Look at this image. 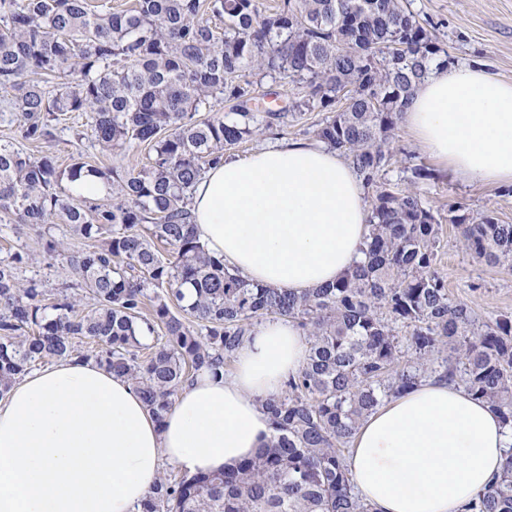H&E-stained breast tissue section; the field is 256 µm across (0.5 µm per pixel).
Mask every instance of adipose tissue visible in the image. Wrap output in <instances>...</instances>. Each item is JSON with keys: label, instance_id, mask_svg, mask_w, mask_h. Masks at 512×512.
<instances>
[{"label": "adipose tissue", "instance_id": "ef3b65f1", "mask_svg": "<svg viewBox=\"0 0 512 512\" xmlns=\"http://www.w3.org/2000/svg\"><path fill=\"white\" fill-rule=\"evenodd\" d=\"M403 122L442 166L512 184V84L472 67L438 69ZM195 231L242 278L302 293L360 260L368 203L352 164L311 143L226 158L196 185ZM302 329L256 325L232 377L200 371L163 419L94 361L66 359L0 399V512H141L162 464L195 475L255 456L272 428L259 406L305 363ZM512 436L483 402L432 380L364 419L349 470L376 512H462L503 466Z\"/></svg>", "mask_w": 512, "mask_h": 512}]
</instances>
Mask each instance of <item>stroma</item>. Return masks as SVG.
I'll use <instances>...</instances> for the list:
<instances>
[{
    "instance_id": "obj_1",
    "label": "stroma",
    "mask_w": 512,
    "mask_h": 512,
    "mask_svg": "<svg viewBox=\"0 0 512 512\" xmlns=\"http://www.w3.org/2000/svg\"><path fill=\"white\" fill-rule=\"evenodd\" d=\"M411 8L421 22L448 52L449 66H478L489 74L512 82V0H412ZM324 115L304 111L273 125L250 140L228 150V157L243 160L254 152L281 142L314 139V130ZM86 118L78 117L58 125L49 141L25 140L17 126L0 124V142L12 141L24 152L54 158L59 168H67L74 156H83L90 165L101 168H141L149 162V149L132 145L115 153L102 151L88 138ZM415 166L431 169L430 180L417 183L416 189L435 214L440 215V247L436 268L448 283L449 293L468 304L482 319L512 313V266L489 265L476 259L463 247L459 233L447 220L448 206L461 204L471 216L490 212L501 223L512 224V187L472 184L440 164L416 144L412 133L397 125L389 144L388 163L379 181L400 184ZM55 238L61 249L56 260L44 258L47 238ZM90 240L73 235L63 224L37 226L16 223L14 217L0 218V259L24 250L29 260L17 271L22 284L37 282L48 293H55L74 278L66 259L91 249Z\"/></svg>"
}]
</instances>
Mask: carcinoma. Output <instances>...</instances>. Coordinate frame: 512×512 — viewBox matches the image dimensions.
<instances>
[{
    "label": "carcinoma",
    "mask_w": 512,
    "mask_h": 512,
    "mask_svg": "<svg viewBox=\"0 0 512 512\" xmlns=\"http://www.w3.org/2000/svg\"><path fill=\"white\" fill-rule=\"evenodd\" d=\"M447 64L409 0H279L272 10L261 0H133L122 10L0 0V121L40 142L77 112L103 151L147 143L154 152L136 172L103 171L80 154L61 170L49 155L0 143V211L96 239L67 259L95 300L85 314L75 294L50 298L19 282L27 254L0 260V396L46 358H88L76 347L84 338L160 420L195 373L224 374L254 323L295 322L308 355L261 400L273 429L267 448L227 471L159 480L143 512H373L346 462L352 438L377 407L432 375L487 402L512 433V315L484 321L452 298L435 267L437 217L416 191L378 182L406 104L431 68ZM248 71L305 86L294 108L328 113L314 135L372 189L363 258L302 295L246 281L208 253L192 224L191 190L206 170L260 122L288 116L252 110ZM212 100L231 112L195 118ZM89 175L107 185L111 204L76 191ZM448 221L480 261L512 262V224L459 206ZM158 327L164 340L148 342ZM465 512H512V446Z\"/></svg>",
    "instance_id": "1"
}]
</instances>
